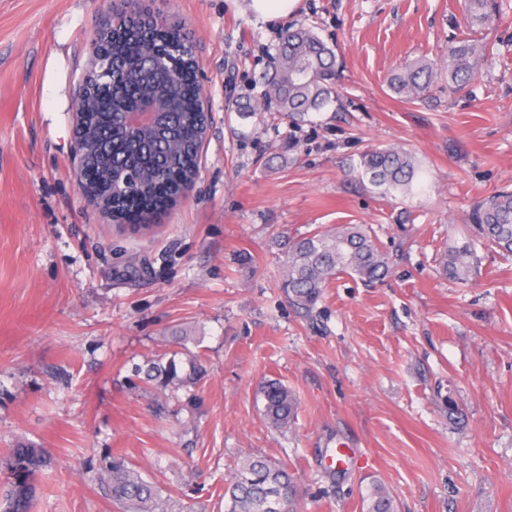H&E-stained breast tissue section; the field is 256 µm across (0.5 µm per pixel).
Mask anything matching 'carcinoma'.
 <instances>
[{
  "label": "carcinoma",
  "instance_id": "obj_1",
  "mask_svg": "<svg viewBox=\"0 0 512 512\" xmlns=\"http://www.w3.org/2000/svg\"><path fill=\"white\" fill-rule=\"evenodd\" d=\"M101 30L97 51L116 74H128L129 81L112 96L101 94L97 110L83 115L82 124L91 128L93 143L85 163L99 177L95 188L100 210L123 212L128 186L121 181L131 169L138 178L142 196L152 197L160 187L169 201L180 197L199 168V151L207 135L206 118L192 103L200 89L189 80L197 66L194 41L182 36L180 22H168L161 30L156 24L159 11L142 0H123ZM496 15V0H464L465 26L484 28ZM492 55L481 38L463 37L448 51V87L460 91ZM438 64L414 61L395 73L389 89L401 99L425 95L438 77ZM336 55L314 27L300 24L282 37L271 56L269 70L259 77L262 91L257 107L276 110L294 120L319 112L337 102ZM143 88L151 89L168 103L166 112L145 132L120 134L114 120L122 115ZM419 172L415 157L398 147H371L360 158L358 175L381 193H411ZM476 241L512 253V192H501L475 207L470 215ZM282 262L281 288L302 309L311 312L321 300L324 288L337 275L349 273L363 281H377L390 271V257L378 247L374 231L366 224H339L308 236L276 241ZM469 245L444 255L442 272L463 280L473 265ZM189 373L180 379L174 360L150 362L135 368L147 382L165 387L178 382L197 384L204 368L196 355L187 359ZM264 417L277 432L291 427L296 398L288 386L270 380L262 387ZM51 467L40 448L10 449L0 481V512H31L38 491V477ZM107 485L119 512H172L160 490L145 480L124 457L114 456ZM224 512H296L291 478L285 466L259 455L241 458L224 486ZM369 512H395L389 495L377 488Z\"/></svg>",
  "mask_w": 512,
  "mask_h": 512
}]
</instances>
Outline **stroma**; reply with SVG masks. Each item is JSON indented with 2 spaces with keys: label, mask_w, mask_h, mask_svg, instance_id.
I'll use <instances>...</instances> for the list:
<instances>
[{
  "label": "stroma",
  "mask_w": 512,
  "mask_h": 512,
  "mask_svg": "<svg viewBox=\"0 0 512 512\" xmlns=\"http://www.w3.org/2000/svg\"><path fill=\"white\" fill-rule=\"evenodd\" d=\"M483 35L496 55L465 91L405 102L392 73L448 60L464 0H299L269 21L251 0H154L185 23L211 124L188 198L150 231L118 227L76 177L74 104L113 0H0V456L55 459L33 512H118L102 489L125 456L174 512H224L240 457L285 464L298 512H512V257L476 246L466 280L442 254L469 214L512 190V0ZM340 62L339 107L294 123L249 112L292 23ZM415 155L420 186L381 197L355 167L371 146ZM368 224L392 270L342 274L312 314L280 288L274 241ZM205 377L160 391L131 368L164 356ZM297 397L274 432L263 383ZM167 395L169 409L155 400ZM456 401L461 420L448 417Z\"/></svg>",
  "instance_id": "obj_1"
}]
</instances>
